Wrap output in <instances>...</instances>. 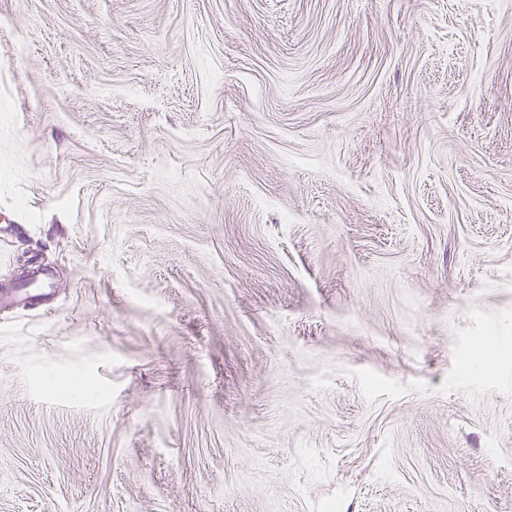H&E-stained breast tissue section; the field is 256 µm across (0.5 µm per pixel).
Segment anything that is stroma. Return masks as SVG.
<instances>
[{
    "instance_id": "1",
    "label": "stroma",
    "mask_w": 512,
    "mask_h": 512,
    "mask_svg": "<svg viewBox=\"0 0 512 512\" xmlns=\"http://www.w3.org/2000/svg\"><path fill=\"white\" fill-rule=\"evenodd\" d=\"M3 285L0 512H512V0H0Z\"/></svg>"
}]
</instances>
